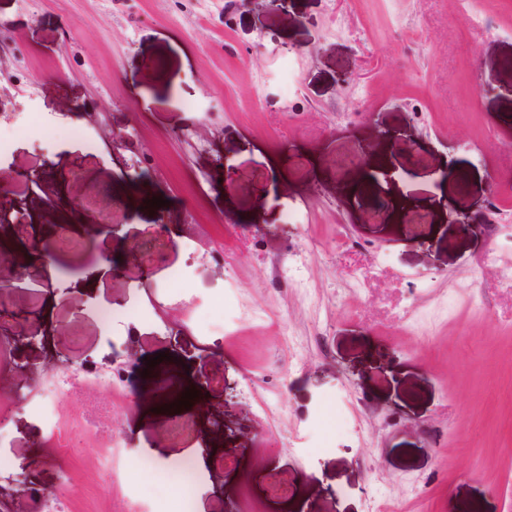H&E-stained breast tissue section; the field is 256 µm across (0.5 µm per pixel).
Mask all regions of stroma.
<instances>
[{
  "mask_svg": "<svg viewBox=\"0 0 512 512\" xmlns=\"http://www.w3.org/2000/svg\"><path fill=\"white\" fill-rule=\"evenodd\" d=\"M31 114L41 133L0 161L28 229L0 228V250L41 248L71 192L118 229L56 251L55 302L38 262L0 289L36 313L20 328L35 344L0 343V368L25 366L0 388L11 512H371L379 496L393 512H512V0H0V135ZM389 168L405 205L377 224L376 195L349 190ZM137 193L166 201L156 236L120 230ZM438 194L446 207L428 206ZM142 249L159 256L148 284L128 260ZM111 257L96 292L72 288ZM103 298L126 305L119 330ZM64 342L86 373L61 391L45 368ZM133 353L111 387L94 377ZM197 444L209 463L175 498ZM129 461L137 496L114 476ZM269 462L288 495L257 480Z\"/></svg>",
  "mask_w": 512,
  "mask_h": 512,
  "instance_id": "stroma-1",
  "label": "stroma"
}]
</instances>
